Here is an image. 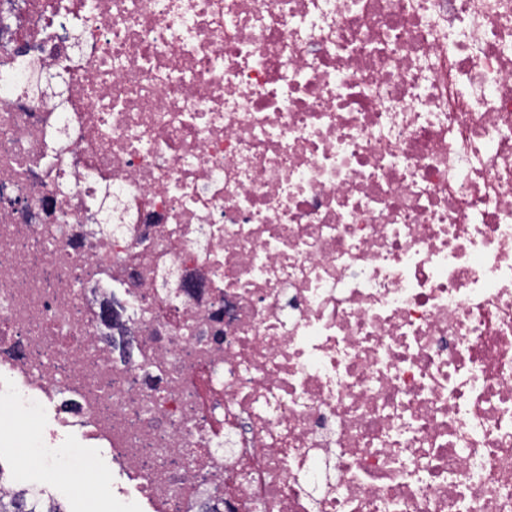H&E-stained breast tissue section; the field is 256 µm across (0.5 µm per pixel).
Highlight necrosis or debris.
I'll use <instances>...</instances> for the list:
<instances>
[{
	"label": "necrosis or debris",
	"mask_w": 512,
	"mask_h": 512,
	"mask_svg": "<svg viewBox=\"0 0 512 512\" xmlns=\"http://www.w3.org/2000/svg\"><path fill=\"white\" fill-rule=\"evenodd\" d=\"M2 372L157 512H512V0H0Z\"/></svg>",
	"instance_id": "1"
}]
</instances>
